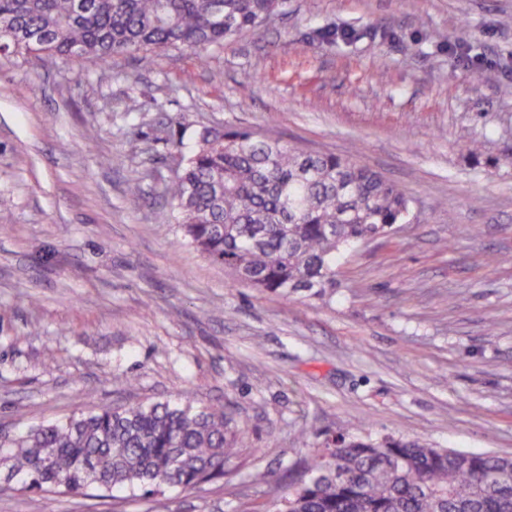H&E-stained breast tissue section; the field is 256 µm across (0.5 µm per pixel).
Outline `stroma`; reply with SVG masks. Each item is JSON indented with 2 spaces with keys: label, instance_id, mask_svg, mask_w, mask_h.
Segmentation results:
<instances>
[{
  "label": "stroma",
  "instance_id": "1",
  "mask_svg": "<svg viewBox=\"0 0 512 512\" xmlns=\"http://www.w3.org/2000/svg\"><path fill=\"white\" fill-rule=\"evenodd\" d=\"M327 25L357 38L313 39ZM205 55L0 60V430L183 392L226 405L248 448L163 512H269L304 430L512 457V0H288ZM235 127L411 198L390 241L339 257L331 299L230 284L181 239L162 186ZM0 512L154 510L0 482Z\"/></svg>",
  "mask_w": 512,
  "mask_h": 512
}]
</instances>
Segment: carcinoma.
Instances as JSON below:
<instances>
[{"label":"carcinoma","instance_id":"obj_1","mask_svg":"<svg viewBox=\"0 0 512 512\" xmlns=\"http://www.w3.org/2000/svg\"><path fill=\"white\" fill-rule=\"evenodd\" d=\"M286 0H0V54H43L73 67L119 53L183 48L197 54L257 29ZM333 44L346 30L322 28ZM165 193L184 240L231 283L282 298L331 297L336 258L366 239H388L411 200L351 158L307 154L246 129L207 131ZM248 447L222 404L188 397L101 406L4 434L0 472L21 489L100 496L124 489L159 503L170 491L224 479ZM268 485L277 512H512V459L372 438L347 425L313 451L306 471Z\"/></svg>","mask_w":512,"mask_h":512}]
</instances>
